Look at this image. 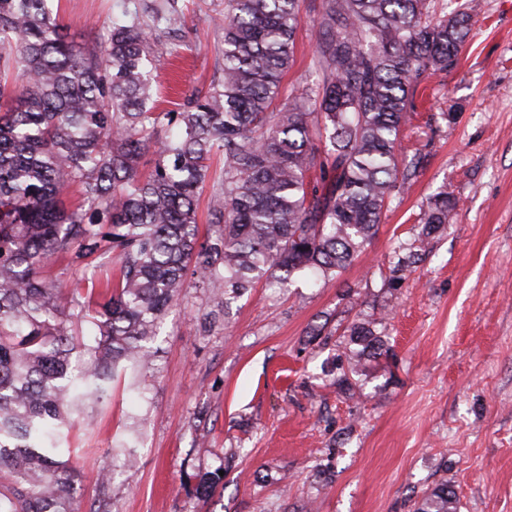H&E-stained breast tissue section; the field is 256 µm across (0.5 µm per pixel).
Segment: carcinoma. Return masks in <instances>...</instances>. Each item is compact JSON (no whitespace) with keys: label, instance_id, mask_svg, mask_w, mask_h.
<instances>
[{"label":"carcinoma","instance_id":"1","mask_svg":"<svg viewBox=\"0 0 512 512\" xmlns=\"http://www.w3.org/2000/svg\"><path fill=\"white\" fill-rule=\"evenodd\" d=\"M435 3L320 0L318 79L273 112L299 0H225L223 78L192 90L183 111L159 112L142 22L113 21L92 49L51 0H0V512H106L82 508L63 428L148 365L188 277L228 301L304 270L329 282L365 251L416 172L399 136L421 81L455 66L469 32V13ZM164 125L175 135L157 137ZM454 208L441 189L395 272ZM54 258L82 274L60 286L46 274ZM380 323L346 328L338 386L388 353ZM417 512H459L454 489L425 492Z\"/></svg>","mask_w":512,"mask_h":512}]
</instances>
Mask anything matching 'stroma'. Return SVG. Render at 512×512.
<instances>
[{"instance_id":"stroma-1","label":"stroma","mask_w":512,"mask_h":512,"mask_svg":"<svg viewBox=\"0 0 512 512\" xmlns=\"http://www.w3.org/2000/svg\"><path fill=\"white\" fill-rule=\"evenodd\" d=\"M155 0H58L76 42L108 38L112 20L150 21ZM468 9L457 65L423 83L401 134L419 172L394 193L376 236L340 275L260 283L225 303L197 279L167 311L148 368L115 382L107 407L74 425L88 449L84 504L110 512H415L452 486L460 512H512V0H438ZM319 0L303 18L284 96L314 73ZM182 24L152 23L158 109L222 76L224 0H177ZM455 198L444 229L401 278L399 242L416 236L440 187ZM386 316L389 359L370 362L353 394L336 387L340 338ZM138 434L134 468L112 450ZM118 469L108 491L96 472ZM222 472L209 499L196 487Z\"/></svg>"}]
</instances>
